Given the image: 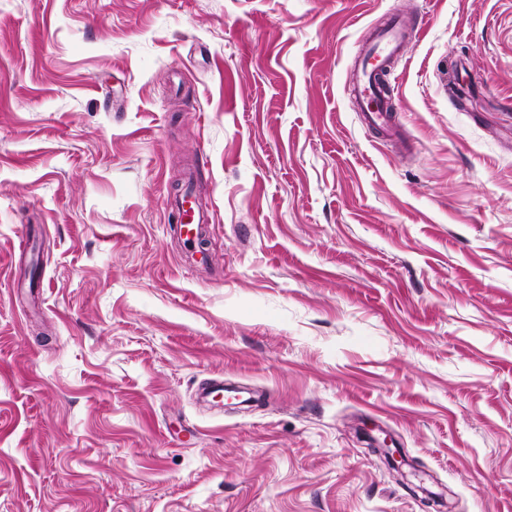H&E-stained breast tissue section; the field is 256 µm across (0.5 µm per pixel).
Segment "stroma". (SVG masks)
<instances>
[{
    "instance_id": "35a3bbf8",
    "label": "stroma",
    "mask_w": 512,
    "mask_h": 512,
    "mask_svg": "<svg viewBox=\"0 0 512 512\" xmlns=\"http://www.w3.org/2000/svg\"><path fill=\"white\" fill-rule=\"evenodd\" d=\"M0 512H512V0H0ZM406 37V30L400 24H393L374 36L365 46L350 92L357 100L362 122L369 127L389 131L392 127L391 114L394 105L388 100L373 60H390L398 53ZM389 443H392V440L384 437L382 442L378 440H374V447L379 451H382L383 456L386 457V460L391 467V469L401 478H404L405 472L403 470L404 466L413 467L414 463L409 461L407 457L398 449L392 451Z\"/></svg>"
}]
</instances>
